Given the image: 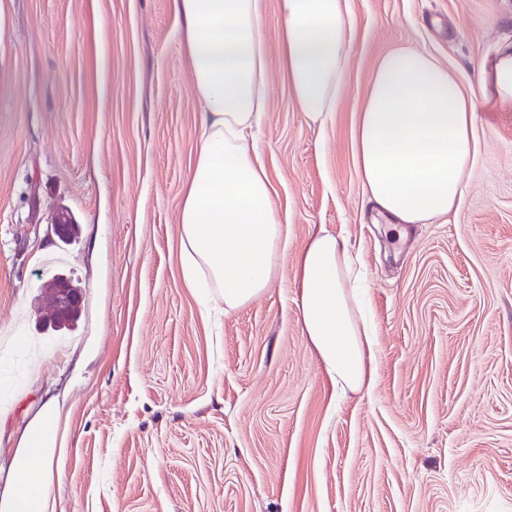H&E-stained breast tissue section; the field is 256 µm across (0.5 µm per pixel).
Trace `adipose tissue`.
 <instances>
[{
	"label": "adipose tissue",
	"mask_w": 512,
	"mask_h": 512,
	"mask_svg": "<svg viewBox=\"0 0 512 512\" xmlns=\"http://www.w3.org/2000/svg\"><path fill=\"white\" fill-rule=\"evenodd\" d=\"M202 109L201 138L180 207L179 252L202 314L213 297L232 313L295 267L302 332L340 394L371 389L374 330L360 297L366 273L349 241L318 230L297 255L254 130L268 104V44L276 25L284 74L307 122L325 127L350 58L348 0H172ZM480 96L412 46L378 62L355 129L356 164L373 212L392 224H430L456 207L474 164L479 104L512 111V44L481 65ZM47 405L12 460L15 479L0 512H49L53 464L65 449Z\"/></svg>",
	"instance_id": "1"
}]
</instances>
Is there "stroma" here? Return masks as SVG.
<instances>
[{"instance_id": "obj_1", "label": "stroma", "mask_w": 512, "mask_h": 512, "mask_svg": "<svg viewBox=\"0 0 512 512\" xmlns=\"http://www.w3.org/2000/svg\"><path fill=\"white\" fill-rule=\"evenodd\" d=\"M0 495L50 403L63 512H512V112L479 110L444 224H378L354 127L378 60L414 45L477 88L512 0H349L344 93L309 125L266 32L259 144L289 254L324 229L368 272L372 390L338 397L298 320L293 267L233 313L186 288L179 211L201 136L172 0H0ZM86 292L47 325L53 212Z\"/></svg>"}]
</instances>
